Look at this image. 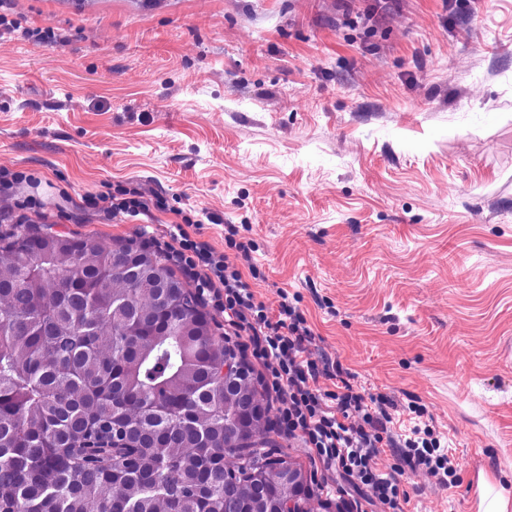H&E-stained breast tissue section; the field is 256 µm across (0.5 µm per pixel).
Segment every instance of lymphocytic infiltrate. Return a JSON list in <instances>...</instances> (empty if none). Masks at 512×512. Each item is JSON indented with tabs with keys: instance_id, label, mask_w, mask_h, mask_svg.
Returning <instances> with one entry per match:
<instances>
[{
	"instance_id": "f902f5d3",
	"label": "lymphocytic infiltrate",
	"mask_w": 512,
	"mask_h": 512,
	"mask_svg": "<svg viewBox=\"0 0 512 512\" xmlns=\"http://www.w3.org/2000/svg\"><path fill=\"white\" fill-rule=\"evenodd\" d=\"M174 239L162 250L165 260L193 283L202 301L223 312L225 336L248 335V348L262 366L261 383L277 405L281 434L312 449L325 469L364 488L384 512H403L408 494L401 488L400 472L378 468L382 449L398 448L405 467L427 470L442 484L456 486L457 470L431 428L416 427L395 439L391 417L377 398L349 388L329 392L319 387V366L307 353L312 332L288 300L270 311L226 254L183 231Z\"/></svg>"
}]
</instances>
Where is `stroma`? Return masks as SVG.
<instances>
[{
    "label": "stroma",
    "instance_id": "1",
    "mask_svg": "<svg viewBox=\"0 0 512 512\" xmlns=\"http://www.w3.org/2000/svg\"><path fill=\"white\" fill-rule=\"evenodd\" d=\"M6 0L0 169L36 225L97 244L191 218L318 362L429 425L457 469L404 512H512V0ZM120 189L163 197L106 216ZM312 493L351 492L277 438Z\"/></svg>",
    "mask_w": 512,
    "mask_h": 512
}]
</instances>
